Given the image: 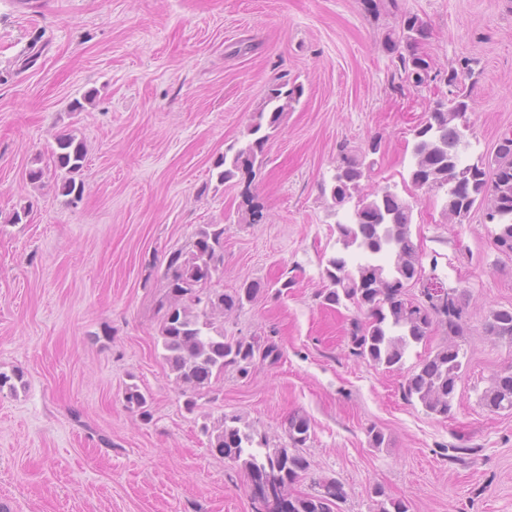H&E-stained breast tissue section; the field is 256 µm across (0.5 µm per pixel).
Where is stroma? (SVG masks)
I'll use <instances>...</instances> for the list:
<instances>
[{
	"mask_svg": "<svg viewBox=\"0 0 512 512\" xmlns=\"http://www.w3.org/2000/svg\"><path fill=\"white\" fill-rule=\"evenodd\" d=\"M401 5L431 31L433 70L479 60L466 155L491 154L512 133V0ZM394 24L363 0H0V371L23 374L0 391V512H252L246 478L200 427L237 416L277 448L296 413L310 423L309 468L293 492L334 477L339 512H373L376 486L410 512H512V411L481 401L512 368V343L483 333L492 310L512 308V254L482 211L449 223L443 193L411 183L413 131L448 87L391 85ZM280 81L302 95L265 164L220 182L216 161ZM62 130L87 149L78 196L62 193L63 172L28 178ZM374 139L369 186L410 201L425 277L466 305L444 418L402 389L447 343L441 326L389 370L351 354L356 308L319 298L337 249L321 188L341 148ZM203 224L224 227L214 287L263 289L225 336H269L283 355L245 379L226 372L190 411L162 359L159 303L169 254ZM130 383L151 422L127 408ZM372 427L384 447L370 446ZM450 448L469 454L452 461Z\"/></svg>",
	"mask_w": 512,
	"mask_h": 512,
	"instance_id": "35a3bbf8",
	"label": "stroma"
}]
</instances>
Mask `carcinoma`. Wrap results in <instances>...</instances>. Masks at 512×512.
Wrapping results in <instances>:
<instances>
[{
  "label": "carcinoma",
  "instance_id": "1",
  "mask_svg": "<svg viewBox=\"0 0 512 512\" xmlns=\"http://www.w3.org/2000/svg\"><path fill=\"white\" fill-rule=\"evenodd\" d=\"M365 10L376 16L380 10L396 17V25L385 33L383 46L392 55L391 81H402L421 88L432 81L429 64L418 52L430 37L425 22L416 14L401 11L399 0H364ZM473 73L472 61L463 60L446 72L448 98L436 109H426L425 120L414 130L413 166L409 177L417 187L445 195L448 216L462 224L474 207L484 210L495 226L493 244L512 253V135H502L489 158L473 162L463 159L458 145L470 129L467 112L472 109L471 88L466 84ZM300 89L280 83L269 89L264 107L253 116L246 140L230 146L216 163L218 178L227 182L238 175L253 174L264 164L263 148L276 130L284 113L292 110ZM54 166L66 171L62 192L77 189L75 175L82 172L86 150L70 133L55 137ZM377 146L369 143L358 155H343L336 165L329 186L333 204L341 208L345 221L336 222L339 248L327 260L323 275L326 288L322 303L352 304L359 313L349 331L352 353L387 369L403 365L408 349L423 341L434 324L459 335L463 330V306L456 290L435 298L409 299L406 289L423 276L422 256L412 240L413 207L390 187L363 191L362 181L374 170ZM224 272V225L199 227L189 249L170 253L164 279L167 294L160 302L162 311L159 338L162 358L175 384L185 397L189 411L197 408V397L232 370L242 377L259 364L270 366L282 358L279 345L268 336H224V315L257 299L261 286L243 282L230 293L211 288L214 278ZM484 333L497 340L512 342V309L490 313ZM462 368L460 348L450 342L425 358L406 378L404 395L416 399L426 411L448 417ZM126 407L149 421V395L136 383L126 385ZM493 412L512 411V370L493 380L481 396ZM201 431L209 448L233 466L245 470L251 485L261 488L265 512H337L345 500L341 481L324 479L327 491L293 496L291 487L307 471V459L297 452L310 438L308 418L295 413L288 418L289 447L270 448L240 418L209 425ZM376 512H410L408 501L386 496L375 487Z\"/></svg>",
  "mask_w": 512,
  "mask_h": 512
}]
</instances>
